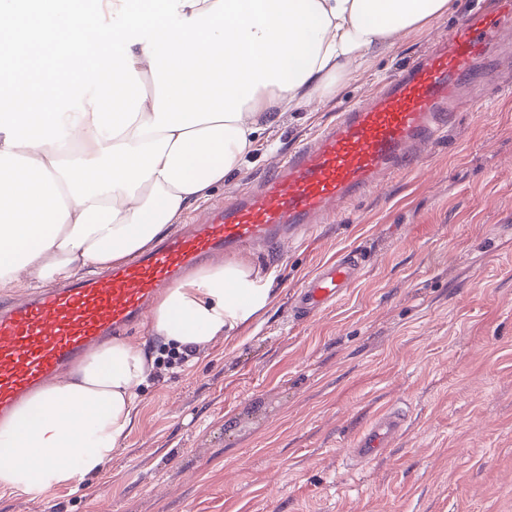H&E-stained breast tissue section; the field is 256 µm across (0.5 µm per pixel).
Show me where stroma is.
Wrapping results in <instances>:
<instances>
[{
  "label": "stroma",
  "mask_w": 512,
  "mask_h": 512,
  "mask_svg": "<svg viewBox=\"0 0 512 512\" xmlns=\"http://www.w3.org/2000/svg\"><path fill=\"white\" fill-rule=\"evenodd\" d=\"M485 0L401 37L261 140L214 200L268 174L304 138L376 92ZM348 251L362 277L295 315L300 287ZM277 296L258 325L187 362L157 357L124 449L79 488L0 493V512H512V90L460 113L410 168L308 240L251 252ZM405 430L361 467L348 452L378 412Z\"/></svg>",
  "instance_id": "35a3bbf8"
}]
</instances>
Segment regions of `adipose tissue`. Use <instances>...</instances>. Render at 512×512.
Listing matches in <instances>:
<instances>
[{
    "instance_id": "obj_1",
    "label": "adipose tissue",
    "mask_w": 512,
    "mask_h": 512,
    "mask_svg": "<svg viewBox=\"0 0 512 512\" xmlns=\"http://www.w3.org/2000/svg\"><path fill=\"white\" fill-rule=\"evenodd\" d=\"M328 13L319 59L303 84L258 87L240 120L109 140L91 115L66 111L65 146L12 147L0 132V291L38 289L137 258L209 202L284 113L323 104L338 82L403 32L446 15L450 0H318ZM270 276L244 256L200 267L161 294L145 325L180 352H200L262 316ZM153 372L144 345L99 347L0 419V492L30 499L99 473L133 431Z\"/></svg>"
}]
</instances>
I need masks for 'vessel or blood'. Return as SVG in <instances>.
Returning <instances> with one entry per match:
<instances>
[{"label":"vessel or blood","mask_w":512,"mask_h":512,"mask_svg":"<svg viewBox=\"0 0 512 512\" xmlns=\"http://www.w3.org/2000/svg\"><path fill=\"white\" fill-rule=\"evenodd\" d=\"M512 55V0L459 21L441 47L410 61L384 90L361 102L258 177L246 192L216 206L184 234L165 239L139 261L27 300L0 301V416L112 334L135 323L184 269L216 251L278 247L326 223L336 207L370 194L380 180L436 140L457 112L476 107L489 57ZM347 254L324 264L298 296L314 313L342 298L360 276ZM403 414H378L357 438L356 461L377 456L403 431Z\"/></svg>","instance_id":"vessel-or-blood-1"}]
</instances>
